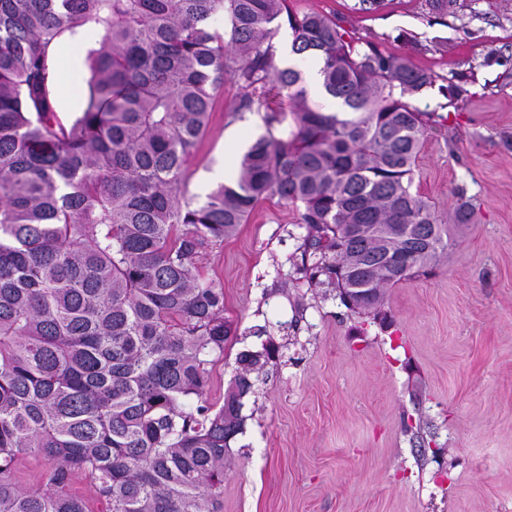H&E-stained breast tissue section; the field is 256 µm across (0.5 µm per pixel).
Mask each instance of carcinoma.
<instances>
[{
	"mask_svg": "<svg viewBox=\"0 0 512 512\" xmlns=\"http://www.w3.org/2000/svg\"><path fill=\"white\" fill-rule=\"evenodd\" d=\"M284 25L292 53L319 60L336 110L276 65ZM91 31L85 105L65 124L53 53ZM227 74L234 111L275 84L292 107L266 108L235 181L194 205L187 162ZM433 82L289 0H0V512H92L71 492L83 478L103 512H223L250 375L279 346L237 353L230 386L207 397L208 366L235 334L214 250L277 196L305 225L307 281L379 315L382 289L426 272L451 240L411 191L428 116L415 100ZM465 82L448 81V105ZM453 198L454 223H473L466 186ZM31 456L46 469L23 487Z\"/></svg>",
	"mask_w": 512,
	"mask_h": 512,
	"instance_id": "cac0c4a2",
	"label": "carcinoma"
}]
</instances>
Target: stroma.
Listing matches in <instances>:
<instances>
[{"mask_svg": "<svg viewBox=\"0 0 512 512\" xmlns=\"http://www.w3.org/2000/svg\"><path fill=\"white\" fill-rule=\"evenodd\" d=\"M292 6L432 73L416 101L431 129L412 189L450 222L451 241L431 272L384 289L383 325L309 285L306 229L286 201L263 200L225 241L213 274L235 334L213 375L229 385L237 353L267 335L282 356L244 400L245 429L224 459V512H512V0H456L441 20L427 0H380L371 12L359 0ZM96 40L84 34L76 58L58 46L55 95L88 82ZM467 71V95L449 104L442 86ZM238 96L226 78L188 162L193 204L215 189V168L237 170L266 132L263 110L235 113ZM459 183L475 198L474 223L452 221Z\"/></svg>", "mask_w": 512, "mask_h": 512, "instance_id": "35a3bbf8", "label": "stroma"}]
</instances>
